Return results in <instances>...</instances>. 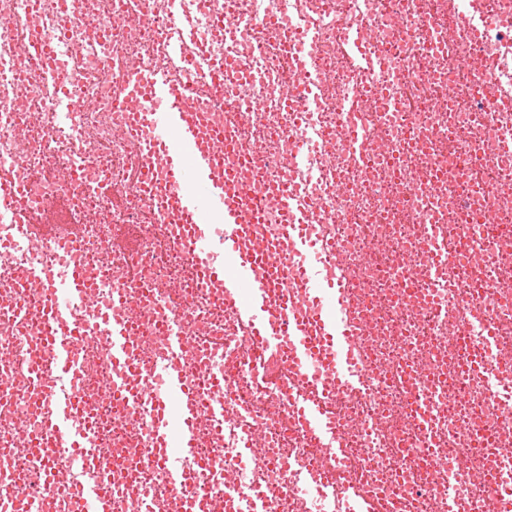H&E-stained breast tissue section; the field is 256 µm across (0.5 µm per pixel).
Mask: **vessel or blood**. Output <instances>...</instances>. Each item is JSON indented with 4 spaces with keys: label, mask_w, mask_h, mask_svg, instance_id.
Returning <instances> with one entry per match:
<instances>
[{
    "label": "vessel or blood",
    "mask_w": 512,
    "mask_h": 512,
    "mask_svg": "<svg viewBox=\"0 0 512 512\" xmlns=\"http://www.w3.org/2000/svg\"><path fill=\"white\" fill-rule=\"evenodd\" d=\"M123 97L134 114L142 152L153 160V171L163 191L177 198L178 221L185 227L184 242L193 264L205 279L222 284L225 303L249 330L258 348L292 351L294 367L313 392L302 403L305 427L319 440L333 439L335 426L326 407L330 379L353 390L363 388L366 381L365 373L352 359L357 336L350 320L348 284L341 278L328 280L321 270L325 256L339 249V242L317 243L304 226L303 210L283 188L278 206L290 232L289 246H275L262 255L241 252L239 239L245 231L242 218L247 214L261 218L263 197L250 185L239 186L235 196L226 194V178L221 173L223 131H213V147L202 148L196 127L186 118L183 100L164 77L139 74L127 84ZM214 219L223 223V233L209 230ZM45 307L52 322L75 309L94 314L95 325L107 338V353L114 366L110 392L138 402L156 417L149 454L173 482H182L186 473L178 462L195 452L189 406L196 399V389L183 369L163 361L149 379L127 386L124 371L130 352L129 326L96 316L94 294L78 264L61 268L49 282ZM85 332V326H75L70 340L51 346L47 365L31 372L36 387L47 384L60 390L59 409L50 427L59 444L78 456L84 455L90 444L85 430L72 422L73 399L61 387L78 372L75 340ZM108 496L104 480H87L81 487L76 512H112Z\"/></svg>",
    "instance_id": "obj_1"
}]
</instances>
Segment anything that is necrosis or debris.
<instances>
[{"label": "necrosis or debris", "mask_w": 512, "mask_h": 512, "mask_svg": "<svg viewBox=\"0 0 512 512\" xmlns=\"http://www.w3.org/2000/svg\"><path fill=\"white\" fill-rule=\"evenodd\" d=\"M268 11L276 29L261 21ZM463 11L512 13V0H157L149 11L143 0H0V176L24 191L18 218L61 202L67 223L81 228L64 247L35 235L20 246L15 225H0V379L8 381L0 389V503L35 497L40 512H71L82 481L99 473L112 512H138L144 500L152 512H185L230 483V505L258 496L262 512H311L293 497L299 485L335 492L334 512H346L357 491L399 499L403 512H504L494 484L512 451V396L491 386L500 359L512 357V159L471 166L466 158L473 144L512 134V110L482 109L512 101V25L480 26L479 40L498 58L486 77L463 67L469 43L448 33ZM221 17L235 27L218 25ZM364 26L370 40L346 47L344 30ZM189 31L223 69V84L209 85L174 56ZM359 53L382 64L377 79L399 80L391 98L369 92L346 112L341 102L364 83L352 60ZM313 58L322 80L314 94L301 82ZM137 71L167 77L207 125L223 128L224 163L241 182L262 191L288 185L313 233L340 241L325 270L351 284L355 361L367 378L362 390L329 401L335 443L306 432L287 354L259 350L235 324L194 273L179 229L136 182L149 160L126 133L131 116L121 97ZM53 73L91 109L59 121ZM349 123L369 135L367 155L347 148ZM295 139L305 143L304 159L292 152ZM78 155L85 165L76 170ZM436 227L448 241V276L434 283L420 241ZM72 260L102 285L106 315L120 321L135 310L131 357L141 372L170 352L163 321L185 326L191 341L181 363L200 394L198 455L183 462L192 482L168 481L145 453L152 423L113 399L75 410L92 434L84 460L64 447L37 456L15 445L19 424L53 442L57 406L32 393L27 374L51 330L36 317L19 324L11 311L30 270ZM479 314L492 317L496 335L483 373L472 374L466 331ZM79 347L75 395L101 389L112 373L104 337L88 332ZM209 359L224 370L220 426L208 410ZM256 360L272 380L247 374ZM424 390L436 400L426 424L417 400ZM251 434L259 449L246 464L240 449ZM459 459L462 474L451 469Z\"/></svg>", "instance_id": "obj_1"}]
</instances>
